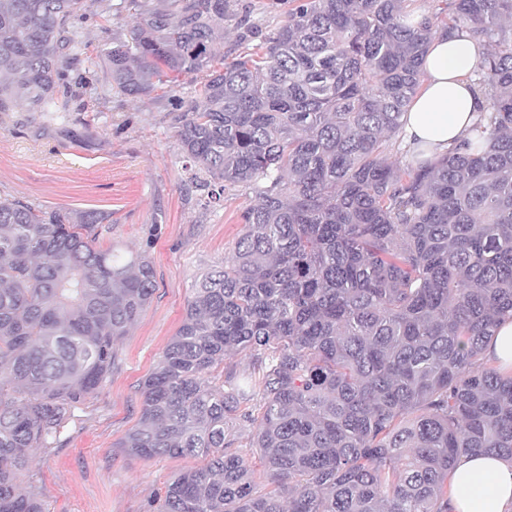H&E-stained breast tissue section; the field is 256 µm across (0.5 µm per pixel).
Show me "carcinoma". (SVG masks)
Segmentation results:
<instances>
[{
  "instance_id": "obj_1",
  "label": "carcinoma",
  "mask_w": 512,
  "mask_h": 512,
  "mask_svg": "<svg viewBox=\"0 0 512 512\" xmlns=\"http://www.w3.org/2000/svg\"><path fill=\"white\" fill-rule=\"evenodd\" d=\"M94 4L0 0V112L66 111ZM227 4L127 0L136 25L99 54L123 96L204 74L172 103L180 153L209 202L255 194L118 447L201 459L151 512H448L461 456L512 463V373L485 356L512 319V0H283L284 23L230 63ZM458 29L488 46L478 135L400 166L429 47ZM107 221L0 201V512H45L19 487L28 450L61 446L154 294L153 234L99 249Z\"/></svg>"
}]
</instances>
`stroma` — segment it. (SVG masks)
<instances>
[{
	"label": "stroma",
	"mask_w": 512,
	"mask_h": 512,
	"mask_svg": "<svg viewBox=\"0 0 512 512\" xmlns=\"http://www.w3.org/2000/svg\"><path fill=\"white\" fill-rule=\"evenodd\" d=\"M120 2L96 0L98 17L81 32L74 74L112 38L129 37L134 19ZM229 4L247 12L263 36L285 21L278 0ZM196 81L186 75L136 99L111 93L100 80L73 85L68 112L54 119L23 104L0 112V198L110 214L96 247H148L156 272L151 303L119 341L108 381L74 410L65 446L30 452L31 469L19 483L47 512H147L168 481L197 464L189 456L134 457L116 446L138 421L140 385L180 326L195 282L232 257L240 215L255 202L251 190L231 187L223 204L211 206L191 181L171 103L191 100Z\"/></svg>",
	"instance_id": "1"
}]
</instances>
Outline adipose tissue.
<instances>
[{
    "label": "adipose tissue",
    "instance_id": "obj_1",
    "mask_svg": "<svg viewBox=\"0 0 512 512\" xmlns=\"http://www.w3.org/2000/svg\"><path fill=\"white\" fill-rule=\"evenodd\" d=\"M485 52L464 30L433 42L421 91L403 117L409 148L439 155L468 137L485 106L471 79ZM451 484V512H512L511 463L488 455L462 457Z\"/></svg>",
    "mask_w": 512,
    "mask_h": 512
}]
</instances>
